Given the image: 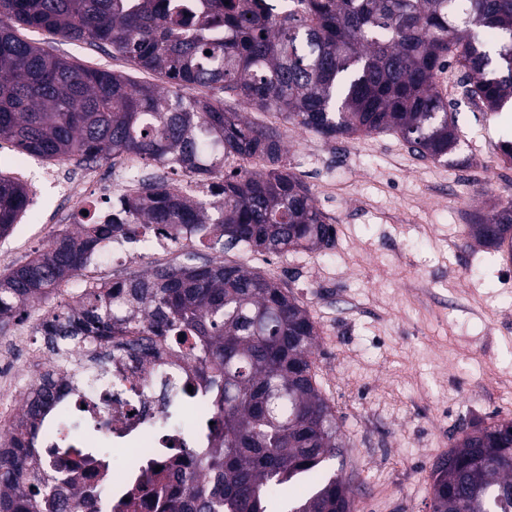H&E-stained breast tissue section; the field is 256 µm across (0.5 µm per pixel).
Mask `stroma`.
<instances>
[{
  "label": "stroma",
  "mask_w": 512,
  "mask_h": 512,
  "mask_svg": "<svg viewBox=\"0 0 512 512\" xmlns=\"http://www.w3.org/2000/svg\"><path fill=\"white\" fill-rule=\"evenodd\" d=\"M53 49L149 79L105 48L57 40ZM461 77L447 69L440 89L466 168L420 159L392 133L326 139L249 113L278 127L286 163L311 188L336 240L324 254L228 258L289 286L316 321L317 375L350 441L325 469L343 471L358 512H429V470L451 437L495 415L512 418V260L466 245L469 214L512 195V160L501 151L512 143V112H484L464 96ZM52 207L48 198L33 202L0 239V273L72 229ZM181 259L177 246L124 263L106 252L91 275L122 278ZM47 312L36 305L0 330L16 370L43 347L37 327Z\"/></svg>",
  "instance_id": "1"
}]
</instances>
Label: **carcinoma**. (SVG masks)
I'll use <instances>...</instances> for the list:
<instances>
[{
	"mask_svg": "<svg viewBox=\"0 0 512 512\" xmlns=\"http://www.w3.org/2000/svg\"><path fill=\"white\" fill-rule=\"evenodd\" d=\"M271 17L251 0H0V140L19 152L77 164L130 158L210 183L196 200L165 175L143 179L112 210L90 213L25 263L0 274V329L81 274L110 244L184 249L185 262L97 283L39 332L48 365L27 389L22 415L0 433V512H69L90 467L107 512L142 498L155 512H278L281 492L302 479L308 497L285 512H356L349 484L323 463L344 456L346 434L315 370L318 327L281 283L219 257L195 263V245L280 256L321 252L336 230L288 167L280 133L224 106L221 91L258 112L325 138L392 132L410 152L451 167L461 138L439 90L444 70L463 71L465 94L490 111L512 99V0H304ZM109 46L134 69L163 80L72 61L25 38ZM29 205L24 184L0 171V238ZM469 236L488 250L512 243V198L473 213ZM157 338L205 364L200 383L218 419L204 421L192 458L201 478L175 490L186 451L167 467L141 468L127 500L112 501L100 422L72 413L85 439L59 427L58 402L107 377L112 338ZM164 419L183 406L188 382L163 375ZM57 429L56 446L37 431ZM430 467V512H512V419L462 428Z\"/></svg>",
	"mask_w": 512,
	"mask_h": 512,
	"instance_id": "obj_1",
	"label": "carcinoma"
}]
</instances>
